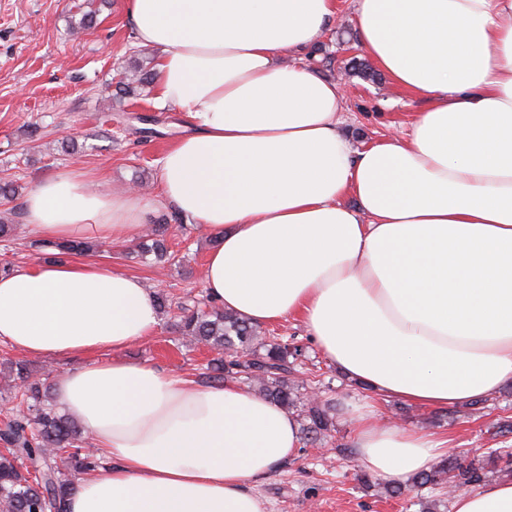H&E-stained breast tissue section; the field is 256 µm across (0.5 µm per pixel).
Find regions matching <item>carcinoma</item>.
I'll return each instance as SVG.
<instances>
[{"label": "carcinoma", "instance_id": "cac0c4a2", "mask_svg": "<svg viewBox=\"0 0 512 512\" xmlns=\"http://www.w3.org/2000/svg\"><path fill=\"white\" fill-rule=\"evenodd\" d=\"M151 84L148 73L134 64L120 82L119 93L130 98L147 97ZM14 213L15 209L10 208L0 218V242L11 243L17 239V225L8 219ZM36 248L42 252L55 249L64 254L94 251V245L84 240L41 242ZM135 253L141 259L153 257V264L161 268H180L185 259L169 243L162 224L154 225L141 236ZM178 310L175 327L179 335L214 353L207 383L243 379L258 387L260 396L287 411H299L301 440L305 442L319 440L334 430L331 403L303 400L299 385L289 378L292 359L300 352L298 347L281 342L279 337L260 330L213 301L203 308L180 305ZM241 354L248 359L240 361ZM5 364L12 388L20 390L23 409L19 410L18 419L0 431V439L10 445L0 452V512H44L49 507L47 498L65 500L73 489L69 481L60 478L59 463L74 472H85L95 466L96 459L79 445L82 428L53 407L47 385L32 378L28 363L7 358ZM487 478L486 467L450 457L410 476L406 486L387 482L379 487L386 495L399 497L408 486L435 491L451 479L457 487L465 488L479 485Z\"/></svg>", "mask_w": 512, "mask_h": 512}]
</instances>
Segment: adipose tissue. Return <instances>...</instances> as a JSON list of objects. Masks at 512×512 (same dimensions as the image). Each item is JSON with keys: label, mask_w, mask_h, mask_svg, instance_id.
Masks as SVG:
<instances>
[{"label": "adipose tissue", "mask_w": 512, "mask_h": 512, "mask_svg": "<svg viewBox=\"0 0 512 512\" xmlns=\"http://www.w3.org/2000/svg\"><path fill=\"white\" fill-rule=\"evenodd\" d=\"M364 51L425 103L406 131L352 149L332 78L304 62L334 0H127L158 52L159 107L184 122L157 175L210 242L208 296L258 325L299 317L346 378L447 409L512 383V0H355ZM80 166L25 201L44 239L137 243L134 190L92 193ZM136 273L53 259L0 272V342L84 357L50 384L94 442L68 512H266L257 488L295 458L299 423L236 383L103 359L159 325ZM364 468L403 480L450 438L352 411ZM452 512H512V481Z\"/></svg>", "instance_id": "obj_1"}]
</instances>
